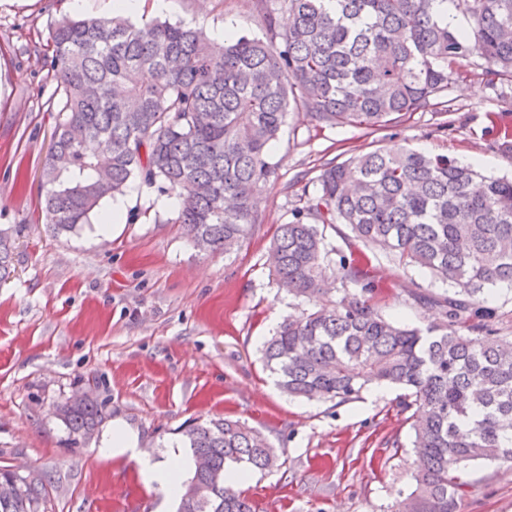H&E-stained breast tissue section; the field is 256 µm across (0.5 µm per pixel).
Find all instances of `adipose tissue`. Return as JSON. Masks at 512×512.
I'll return each mask as SVG.
<instances>
[{"instance_id": "1", "label": "adipose tissue", "mask_w": 512, "mask_h": 512, "mask_svg": "<svg viewBox=\"0 0 512 512\" xmlns=\"http://www.w3.org/2000/svg\"><path fill=\"white\" fill-rule=\"evenodd\" d=\"M101 451L114 457L124 456L136 461L145 483L158 484L166 498H176L182 489L185 475L193 467V459L186 450L172 447L159 460H152L139 448V436L122 419H115L102 437Z\"/></svg>"}]
</instances>
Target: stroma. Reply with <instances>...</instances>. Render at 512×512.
Returning a JSON list of instances; mask_svg holds the SVG:
<instances>
[{
    "label": "stroma",
    "mask_w": 512,
    "mask_h": 512,
    "mask_svg": "<svg viewBox=\"0 0 512 512\" xmlns=\"http://www.w3.org/2000/svg\"><path fill=\"white\" fill-rule=\"evenodd\" d=\"M113 0H0V229L21 225L15 271L0 284V466L41 475L48 512H159L163 494L135 462L103 457L102 430L69 435L56 406L92 386L105 421L123 419L141 449L161 457L197 419L228 416L264 433L281 468L249 473L242 489L255 512H387L413 488L416 457L402 390L372 385L336 404L291 399L261 362V347L305 301L279 287L269 250L294 220L322 165L377 149L408 147L484 158L482 174L512 177V151L492 145L512 127V89L467 68L448 91L453 109L414 113L371 133L317 127L291 110L269 158L277 176L259 195L262 221L230 252L194 248L169 223L171 194L133 183L113 232L99 217L55 238L41 219L42 170L62 97L53 72L26 53L43 46L62 15H106ZM142 0L135 22L153 19L261 36L256 0ZM339 254L359 257L378 286L384 315L426 326L430 299L446 284L326 229ZM460 512H512V467L473 463Z\"/></svg>",
    "instance_id": "stroma-1"
}]
</instances>
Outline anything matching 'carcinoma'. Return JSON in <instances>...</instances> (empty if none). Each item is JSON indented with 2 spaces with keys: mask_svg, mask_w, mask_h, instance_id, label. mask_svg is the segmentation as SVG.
Segmentation results:
<instances>
[{
  "mask_svg": "<svg viewBox=\"0 0 512 512\" xmlns=\"http://www.w3.org/2000/svg\"><path fill=\"white\" fill-rule=\"evenodd\" d=\"M257 2L263 37L223 43L201 27L118 13L55 24L44 64L63 96L43 167L54 234L89 223L138 178L178 197L167 222L198 249L228 251L260 223L258 196L276 174L269 151L290 109L318 126L376 132L444 98L467 64L512 87V0ZM317 183L312 222L280 225L270 251L278 284L310 307L264 343V366L293 398L344 403L375 384L404 390L420 467L389 512H459L469 463L512 466V337L498 335L486 306L493 287L512 285V180L399 148L328 163ZM334 224L448 283L431 300L434 321L386 318L366 270L333 267L320 227ZM13 272L12 233L0 229V283ZM332 278L356 288L329 299ZM56 415L73 435L103 419L89 399H67ZM183 436L210 468L194 471L178 512H253L227 471L279 467L267 438L228 418L197 421ZM0 482L11 484L0 512H47L42 481L1 467ZM197 483L211 486L204 502L192 496Z\"/></svg>",
  "mask_w": 512,
  "mask_h": 512,
  "instance_id": "carcinoma-1",
  "label": "carcinoma"
}]
</instances>
